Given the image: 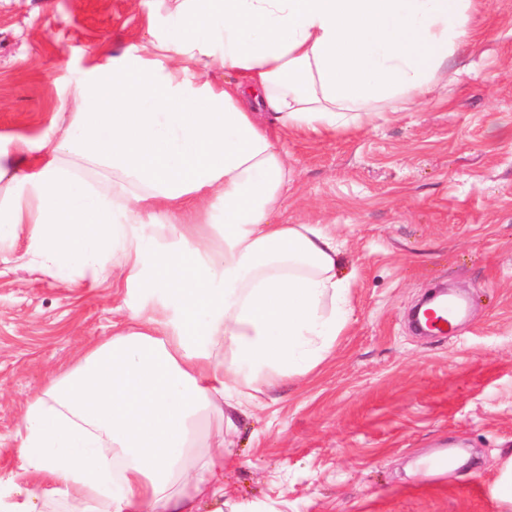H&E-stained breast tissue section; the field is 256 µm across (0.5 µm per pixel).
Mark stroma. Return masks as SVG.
I'll list each match as a JSON object with an SVG mask.
<instances>
[{
	"instance_id": "1",
	"label": "stroma",
	"mask_w": 512,
	"mask_h": 512,
	"mask_svg": "<svg viewBox=\"0 0 512 512\" xmlns=\"http://www.w3.org/2000/svg\"><path fill=\"white\" fill-rule=\"evenodd\" d=\"M165 0H0V142L29 172L59 136L95 50L134 53ZM474 35L427 100L374 124L282 132L292 224L345 243L352 315L305 378L264 395L226 432L224 491L197 512H498L512 453V0H473ZM0 248V478L24 492L15 435L27 401L124 326L121 286L63 284ZM449 288L455 332L419 336L411 309ZM490 494L504 509L501 512L512 510V454L501 461L498 478Z\"/></svg>"
}]
</instances>
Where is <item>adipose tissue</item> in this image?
<instances>
[{"label":"adipose tissue","instance_id":"1","mask_svg":"<svg viewBox=\"0 0 512 512\" xmlns=\"http://www.w3.org/2000/svg\"><path fill=\"white\" fill-rule=\"evenodd\" d=\"M141 53L98 56L48 157L10 174L0 244L56 280L124 283L127 326L27 404L18 457L40 495L0 512H196L224 488L225 441L256 394L305 377L352 309L343 244L280 212L291 173L256 113L318 133L424 99L469 39L471 0H170ZM241 72L215 85L212 64ZM109 176L100 192L74 148Z\"/></svg>","mask_w":512,"mask_h":512}]
</instances>
